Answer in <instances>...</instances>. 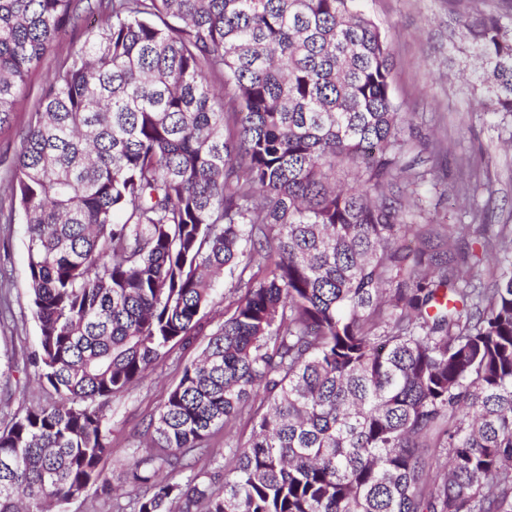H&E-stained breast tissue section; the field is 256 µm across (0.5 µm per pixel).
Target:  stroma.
Masks as SVG:
<instances>
[{
	"instance_id": "stroma-1",
	"label": "stroma",
	"mask_w": 512,
	"mask_h": 512,
	"mask_svg": "<svg viewBox=\"0 0 512 512\" xmlns=\"http://www.w3.org/2000/svg\"><path fill=\"white\" fill-rule=\"evenodd\" d=\"M368 14L386 34L394 55L393 92L403 101L421 136L435 138L442 152L429 156L414 146L407 161L435 160L454 172L460 156L478 160L481 178L469 199L452 200L449 180L424 183L417 190L426 211L451 224L456 240L474 243L464 212L470 204L489 206L493 225H512V148L503 145L512 135V117L474 111L461 84L471 66L464 55L448 47L450 11H493L498 0H365ZM70 36H63L45 55L40 71L15 105L11 128L0 131V180L11 169L21 147L20 133L36 108L46 72L56 70L69 55ZM38 329L30 310L27 253L23 226L0 223V427L10 415L36 403L55 400L52 389L40 387L30 357L37 347ZM202 343L175 347L140 383L113 398L103 409L112 429L113 452L105 463L113 492L103 496L91 487L72 501L67 512H114L113 502L128 504L132 494L123 483L127 465L145 455L146 427L158 410L167 387L176 384L184 364L201 352Z\"/></svg>"
}]
</instances>
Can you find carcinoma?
<instances>
[{
	"mask_svg": "<svg viewBox=\"0 0 512 512\" xmlns=\"http://www.w3.org/2000/svg\"><path fill=\"white\" fill-rule=\"evenodd\" d=\"M500 2L448 40L477 110L512 116ZM89 16L7 186L57 400L0 431V512L110 495L104 405L199 336L126 471L133 512H512V261L479 287L481 259L417 222L437 173L404 161L412 123L360 0H0V129ZM478 181L462 159L457 192ZM470 217L483 253L512 250ZM218 431L224 464L196 468Z\"/></svg>",
	"mask_w": 512,
	"mask_h": 512,
	"instance_id": "cac0c4a2",
	"label": "carcinoma"
}]
</instances>
